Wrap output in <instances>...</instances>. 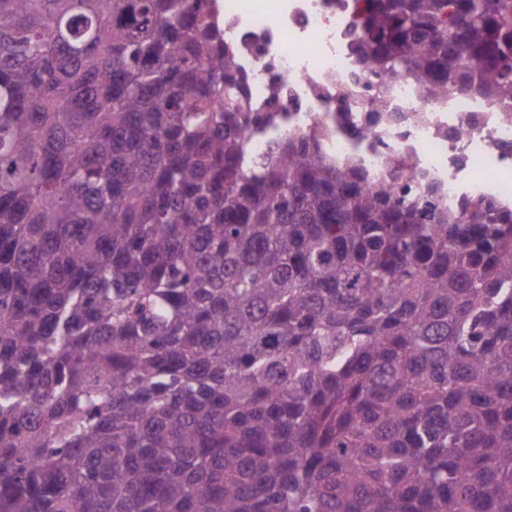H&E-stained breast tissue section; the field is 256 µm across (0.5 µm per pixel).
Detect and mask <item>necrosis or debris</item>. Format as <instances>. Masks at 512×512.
Masks as SVG:
<instances>
[{
  "mask_svg": "<svg viewBox=\"0 0 512 512\" xmlns=\"http://www.w3.org/2000/svg\"><path fill=\"white\" fill-rule=\"evenodd\" d=\"M364 8L365 0H224V37L249 95L277 114L251 151L314 130L327 155L359 163L370 182L412 192L431 184L452 209L478 197L512 209V113L476 87L429 98L408 75L360 67L351 43Z\"/></svg>",
  "mask_w": 512,
  "mask_h": 512,
  "instance_id": "obj_1",
  "label": "necrosis or debris"
}]
</instances>
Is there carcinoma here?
Returning a JSON list of instances; mask_svg holds the SVG:
<instances>
[{"label": "carcinoma", "instance_id": "obj_1", "mask_svg": "<svg viewBox=\"0 0 512 512\" xmlns=\"http://www.w3.org/2000/svg\"><path fill=\"white\" fill-rule=\"evenodd\" d=\"M356 27L512 99V0ZM269 119L214 0H0V512H512V211Z\"/></svg>", "mask_w": 512, "mask_h": 512}]
</instances>
